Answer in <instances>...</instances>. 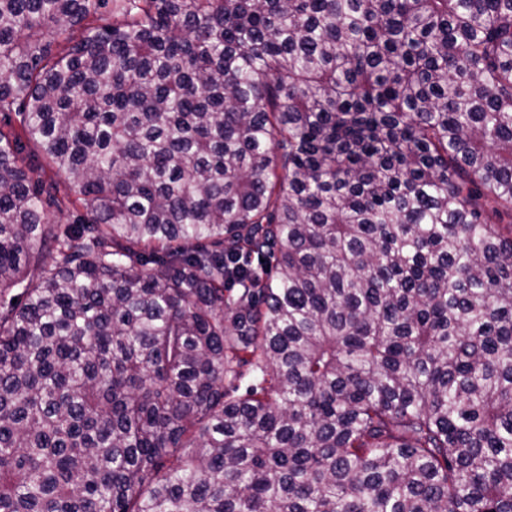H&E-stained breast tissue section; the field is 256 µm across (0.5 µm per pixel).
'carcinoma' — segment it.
<instances>
[{"label":"carcinoma","mask_w":512,"mask_h":512,"mask_svg":"<svg viewBox=\"0 0 512 512\" xmlns=\"http://www.w3.org/2000/svg\"><path fill=\"white\" fill-rule=\"evenodd\" d=\"M0 512H512V0H0Z\"/></svg>","instance_id":"obj_1"}]
</instances>
